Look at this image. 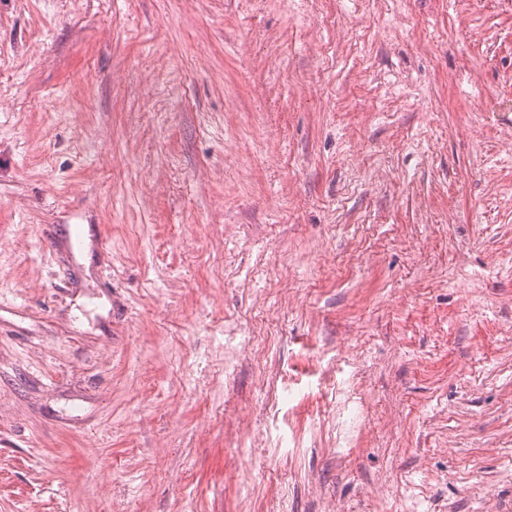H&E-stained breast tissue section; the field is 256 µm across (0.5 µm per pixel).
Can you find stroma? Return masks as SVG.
<instances>
[{"label":"stroma","instance_id":"35a3bbf8","mask_svg":"<svg viewBox=\"0 0 512 512\" xmlns=\"http://www.w3.org/2000/svg\"><path fill=\"white\" fill-rule=\"evenodd\" d=\"M0 512H512V0H0Z\"/></svg>","mask_w":512,"mask_h":512}]
</instances>
